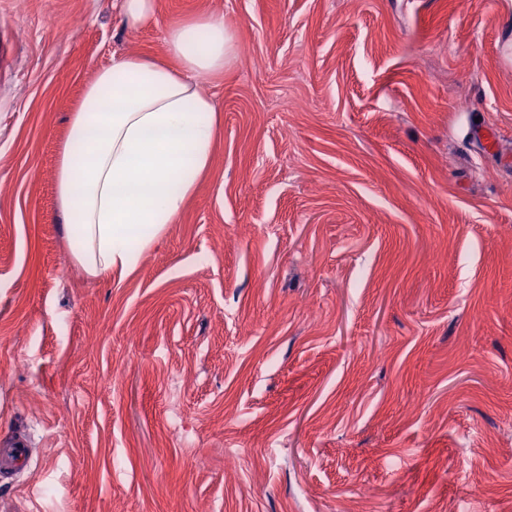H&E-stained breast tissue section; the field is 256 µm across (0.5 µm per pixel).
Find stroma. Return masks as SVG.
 I'll return each instance as SVG.
<instances>
[{
  "label": "stroma",
  "mask_w": 512,
  "mask_h": 512,
  "mask_svg": "<svg viewBox=\"0 0 512 512\" xmlns=\"http://www.w3.org/2000/svg\"><path fill=\"white\" fill-rule=\"evenodd\" d=\"M201 13L212 170L89 275L69 116ZM509 46L512 0H0V436L37 427L0 512H512ZM156 0H121L122 13L132 24H140L154 16Z\"/></svg>",
  "instance_id": "obj_1"
}]
</instances>
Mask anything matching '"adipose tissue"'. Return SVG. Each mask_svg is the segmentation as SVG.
Masks as SVG:
<instances>
[{"label": "adipose tissue", "instance_id": "obj_1", "mask_svg": "<svg viewBox=\"0 0 512 512\" xmlns=\"http://www.w3.org/2000/svg\"><path fill=\"white\" fill-rule=\"evenodd\" d=\"M171 63L128 55L98 71L72 113L57 188L74 259L93 275L135 272L212 166L216 107L197 83L234 45L200 14L165 34Z\"/></svg>", "mask_w": 512, "mask_h": 512}]
</instances>
